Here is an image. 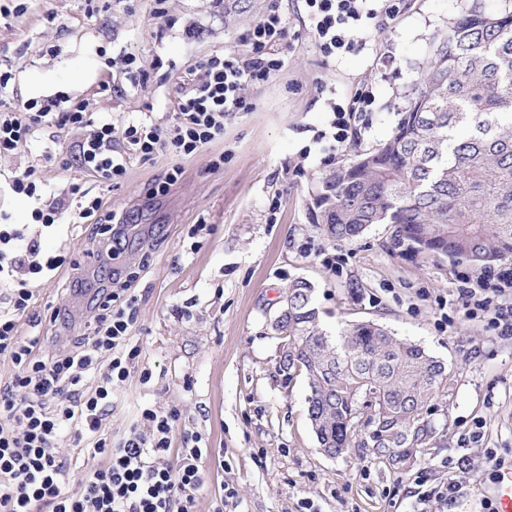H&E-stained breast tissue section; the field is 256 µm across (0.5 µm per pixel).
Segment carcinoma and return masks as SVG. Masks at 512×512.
I'll return each instance as SVG.
<instances>
[{
    "label": "carcinoma",
    "instance_id": "cac0c4a2",
    "mask_svg": "<svg viewBox=\"0 0 512 512\" xmlns=\"http://www.w3.org/2000/svg\"><path fill=\"white\" fill-rule=\"evenodd\" d=\"M414 88L386 142L322 179L314 222L334 241L392 224L396 243L477 270L512 259V9L472 0L437 36ZM287 296L274 328L288 343L279 369L305 378L318 444L340 456L363 428L375 459L409 468L428 454L430 408L450 385L444 364L372 321L329 335L306 281Z\"/></svg>",
    "mask_w": 512,
    "mask_h": 512
}]
</instances>
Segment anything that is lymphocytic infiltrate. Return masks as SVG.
I'll return each instance as SVG.
<instances>
[{
  "instance_id": "obj_1",
  "label": "lymphocytic infiltrate",
  "mask_w": 512,
  "mask_h": 512,
  "mask_svg": "<svg viewBox=\"0 0 512 512\" xmlns=\"http://www.w3.org/2000/svg\"><path fill=\"white\" fill-rule=\"evenodd\" d=\"M305 32L330 62L364 49L373 28L395 20L400 0H302ZM244 54H213L197 65L199 79L181 90L170 123L155 122L151 113L115 128L83 101L61 108L60 98L26 102L0 110V156L29 148L36 129L53 127L77 132L72 158L103 187L123 180L132 158L162 153L175 159L196 154L223 139L224 119L254 108L249 84L280 75L294 41L278 7H271L247 30ZM361 93L355 104L326 100L328 125L316 142L329 152L342 149L351 118L369 103ZM10 189L30 204V218L43 231L94 224L111 237V225L100 223L102 199L73 187L70 197L48 198L34 168L12 172ZM66 258L46 256L38 238L24 228L0 221V359L14 373L0 389V512H197L196 493L203 484L208 448L201 433L186 434V445L173 449L171 439L181 412L144 405L140 417L119 439L104 421L121 386L137 371L142 349L132 342L137 298L129 284L103 291L94 305L89 334L44 349L39 335H23L34 295L27 283L52 279ZM466 313H488V323L512 334V263L478 274L462 294ZM90 438L104 465L74 472L58 448L62 434ZM77 490H70L71 478Z\"/></svg>"
}]
</instances>
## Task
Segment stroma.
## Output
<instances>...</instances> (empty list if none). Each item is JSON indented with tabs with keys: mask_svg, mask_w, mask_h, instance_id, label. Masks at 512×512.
Returning a JSON list of instances; mask_svg holds the SVG:
<instances>
[{
	"mask_svg": "<svg viewBox=\"0 0 512 512\" xmlns=\"http://www.w3.org/2000/svg\"><path fill=\"white\" fill-rule=\"evenodd\" d=\"M274 2L298 34V0H168L163 16L153 0H26L23 14L0 19V69L12 74L0 103L19 107L63 94L109 113L118 128L142 112L169 123L197 63L243 51L244 33ZM469 3L402 0L399 16L372 31L370 49L333 65L300 38L281 75L247 88L253 111L226 120L223 140L182 160L180 181L163 195L154 187L172 165L168 156L133 159L124 180L104 191L68 143L51 145L48 129L36 131V148L0 159V175L36 167L53 193L79 186L101 194L102 215L122 217V251L113 259L95 225L42 235L43 251L69 262L54 279L32 283L30 317L45 338H77L88 322L74 307L92 311L98 291L130 282L138 367L151 379L123 385L106 428L117 439L141 406L179 408L173 447L197 431L210 448L198 512L219 501L224 512H488L494 470L487 456L512 465V335L492 330L486 313L464 314L460 290L474 269L395 246L391 224L336 242L311 219L322 177L386 141L437 34ZM187 26L193 39L182 35ZM127 53L150 80L125 78ZM361 90L374 101L355 113L345 146L326 165L324 146L314 141L328 120L325 95L346 101ZM218 155L224 165L215 170ZM198 223L206 231L192 234ZM299 278L313 286L328 332L372 321L445 363L453 385L435 401L436 435L425 460L401 468L358 446L336 458L319 451L307 383L280 374L271 328ZM57 308L64 318L53 319ZM422 470L432 487L460 480L459 492L421 503Z\"/></svg>",
	"mask_w": 512,
	"mask_h": 512,
	"instance_id": "1",
	"label": "stroma"
}]
</instances>
